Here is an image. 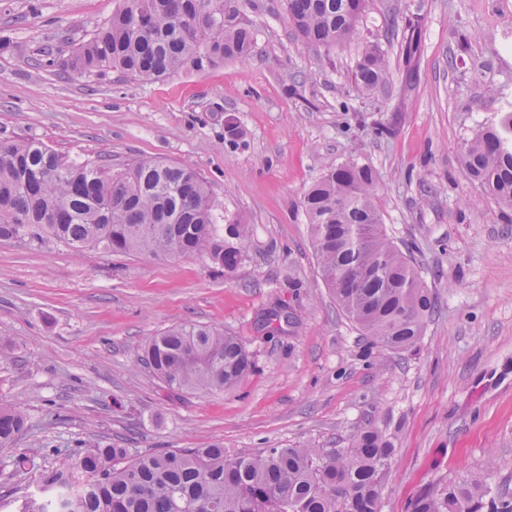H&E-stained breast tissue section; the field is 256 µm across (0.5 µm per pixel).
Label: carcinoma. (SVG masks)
I'll list each match as a JSON object with an SVG mask.
<instances>
[{"label":"carcinoma","mask_w":512,"mask_h":512,"mask_svg":"<svg viewBox=\"0 0 512 512\" xmlns=\"http://www.w3.org/2000/svg\"><path fill=\"white\" fill-rule=\"evenodd\" d=\"M361 0H288V20L316 47L357 35ZM419 19L401 33L405 63L421 51ZM252 31L226 18L224 0H122L79 46L69 67L107 69L140 81L169 77L184 66L249 55ZM389 70L379 46L365 42L352 72L372 92ZM464 176L512 208V114L481 127L459 154ZM373 170L344 163L303 197L321 278L336 304L373 348L415 349L435 312V299L411 249L387 235L376 204ZM248 225L217 227L207 182L189 163L149 158L115 165L81 162L38 140H0V241L57 240L77 251L175 258L202 254L235 272L246 258ZM171 392L221 393L254 370L235 336L208 325L167 330L137 355ZM25 429L24 414L0 405V449ZM396 448L369 422L344 448H271L229 455L224 444L130 453L96 442L40 470L39 496L20 512H382V482ZM410 512H512V495L485 488L477 475L439 480L409 503Z\"/></svg>","instance_id":"carcinoma-1"}]
</instances>
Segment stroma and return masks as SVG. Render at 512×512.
Masks as SVG:
<instances>
[{"label": "stroma", "instance_id": "obj_1", "mask_svg": "<svg viewBox=\"0 0 512 512\" xmlns=\"http://www.w3.org/2000/svg\"><path fill=\"white\" fill-rule=\"evenodd\" d=\"M120 5L0 0V139L75 159L190 162L217 212L250 226L247 257L225 275L200 255L0 243V403L28 418L0 450V512L35 489L11 466L21 453L48 466L97 440L134 452L342 448L370 421L396 448L383 512L467 474L511 493L512 213L464 177L459 152L512 111V0H366L358 37L329 49L297 35L287 0H226L253 33L247 58L153 82L64 68ZM414 17L422 52L407 68L399 41ZM366 41L391 72L372 93L351 81ZM228 118L242 132L233 142ZM347 161L374 171L386 232L412 248L436 298L415 350L369 349L321 279L301 199ZM277 305L288 326L263 324ZM191 324L238 336L254 371L224 393L164 389L136 355Z\"/></svg>", "mask_w": 512, "mask_h": 512}]
</instances>
